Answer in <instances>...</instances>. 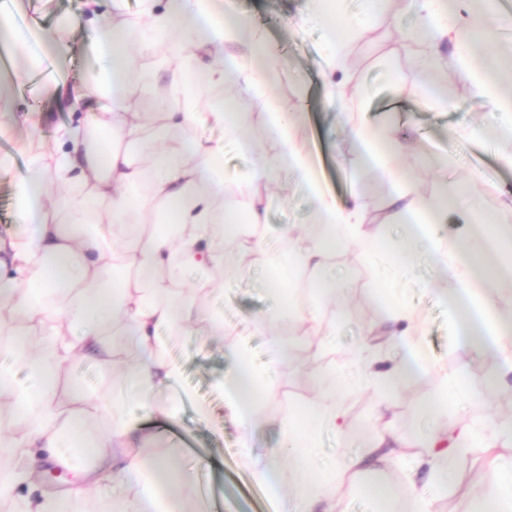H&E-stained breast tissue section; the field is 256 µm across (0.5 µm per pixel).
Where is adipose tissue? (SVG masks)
<instances>
[{
    "label": "adipose tissue",
    "mask_w": 512,
    "mask_h": 512,
    "mask_svg": "<svg viewBox=\"0 0 512 512\" xmlns=\"http://www.w3.org/2000/svg\"><path fill=\"white\" fill-rule=\"evenodd\" d=\"M87 26L92 47L107 56L102 81L112 96L110 111L94 117L96 127L121 132L131 143L140 140L150 118L130 111L123 85L133 67L131 34L120 24L102 22L87 0ZM419 23L409 37L425 54L423 69L440 61L442 44H450L460 64L459 77L472 97L488 102L504 120L498 127L512 138V48L478 49L477 35L493 34L503 21L495 0H483L479 12L464 9L465 0H405ZM147 23L140 36L141 50L166 42L180 61L179 80L194 84L196 94L232 82L237 95L263 101L268 109V131L281 149L272 156L255 152L241 134L235 101H222L198 111L186 104L166 113L173 127L216 126L225 141L235 142L253 157V170L237 182L250 197L249 223L264 222L259 190L261 179L286 175L288 186L307 194L324 231L309 239L292 229L284 231L289 264L323 272L336 248L350 244L367 255H384L393 279L409 276L411 256L422 254L459 283L458 294L467 306L469 324L459 331L462 362L448 374L444 387L421 404L431 422L426 439L408 438L390 446L386 442L363 447L360 454L336 464L333 473L318 472L313 464L316 435L322 426L342 429L340 399L346 392L368 385L378 392L395 389L412 365L420 363V346L413 339L415 314L392 289L379 288L377 299L387 302L389 329L371 328L355 355V370L325 368L333 379L329 402L310 403L302 416L288 415L277 424L279 444L267 446L257 424L262 403L277 396L275 385L260 372L249 352L239 346L224 356L229 369L216 389L241 428L239 456L255 481L279 503V512H347L333 485L359 475L373 461L388 465L413 449V467L405 475L403 495L408 512H431L430 500L417 483L419 467H429L440 487L462 484L463 474L448 473L445 464L459 449L478 451L499 471L497 484L475 494L470 512H512V429L498 427L484 433L467 423L448 427L442 416L449 408L477 400L479 386L471 382L467 363L474 356H490L495 367L487 382L498 385L512 379V315H504L493 301V282L512 276V197L500 210H476V247L452 246L439 234L448 207L461 204L455 190L441 201L424 202L416 196L409 177L399 169L402 145L387 135L353 130L352 136L373 167L391 181L388 216L371 215L359 200L339 202L318 180L310 153L298 142L288 106L272 93L275 67L250 22L232 9L231 0H148ZM327 32L330 69L338 77L339 91L349 83V35L337 31L324 10L313 15ZM229 42L244 46L250 59L242 65L224 52ZM87 128L78 124L59 131L50 152L33 156L18 187L21 236L0 249V322H13L1 345L11 352L12 364H0V409L10 420L0 419V447L10 454L0 462V497L14 496L23 475L37 463L36 449H47L64 467L78 466L90 485L112 487L116 512H187L177 491L180 473L164 458H148L138 450L131 415L121 396L104 402L78 389L60 391V376L77 358L111 365L112 351L103 338L111 320H118L120 335L130 337L137 355L129 369L143 408L156 410L154 395L175 386L178 367L162 354L156 342L160 329L197 330L202 336H220L224 322L205 321L202 314L180 298L173 283L155 279L160 270L203 271L224 267V243L235 239L236 224L216 204L224 193L228 175L221 168L223 144L197 138L180 150L157 152L148 164L134 163L128 152L104 143L86 144ZM63 183L84 190L83 200L63 204L49 201L44 191L47 172ZM162 211L175 234L148 231L146 225L127 220L130 211ZM66 213L58 221L57 213ZM400 223L407 237L379 249L377 231ZM44 342L34 352L33 337ZM26 364L32 382L18 388L13 363ZM292 467H284V459Z\"/></svg>",
    "instance_id": "1"
}]
</instances>
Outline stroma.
<instances>
[{
    "label": "stroma",
    "instance_id": "1",
    "mask_svg": "<svg viewBox=\"0 0 512 512\" xmlns=\"http://www.w3.org/2000/svg\"><path fill=\"white\" fill-rule=\"evenodd\" d=\"M238 10L256 23L268 43L278 68L275 95L288 102L294 111L295 133L314 152L326 190L338 200L358 194L372 212L386 206L389 186L373 167L360 161L351 137L353 126L371 125L403 140L406 148L398 164L409 175L414 188L424 199L441 196L445 184L459 182L474 189L481 208L498 209L503 195H512V138L494 134L498 116L490 109H472L458 78V62L452 52H445L439 70L424 74L417 66L419 51L407 33L418 23L401 0H386L385 10L373 12L369 0H343L335 15L337 25L353 19L365 22V31L349 48L355 69L351 73L356 96L351 108L342 109L327 98L325 32L305 18L316 7L315 0H236ZM12 14L38 19L40 25L55 32L60 51L51 53L57 74L54 80L16 88L12 109L0 112V126L11 134L0 137V160L8 167L0 171V238H8L20 229L17 215V184L26 174L27 157L19 147L24 142L51 144L59 127L76 123L80 115L70 110L66 96L57 95V85L68 93L75 91L89 100L99 98L100 68L88 46L84 0H13ZM173 62L167 61L160 46L139 57L137 73L146 82L130 103L135 111L150 114L141 142L128 145L134 161L145 160L157 147L176 148L180 142L205 137L222 142L220 128L167 127L166 110L183 105L175 95ZM455 99L457 110L432 106L430 94ZM241 114V130L256 147L275 154L279 146L267 135V110L258 100L241 97L236 102ZM479 126L485 133L479 138L463 136V129ZM224 167L230 177L219 204L225 211L244 213L248 201L237 191L234 177L251 170L250 155L225 145ZM317 222L314 208L306 195H288L279 185H271L268 194L264 243L270 262L284 260L283 229L302 225L306 235H313ZM336 275V296L322 302L321 323L308 331L296 316L287 315L291 303L312 302V294H295L272 300L262 291L259 272H246L235 261H228L223 273L211 277L212 285L199 287L200 275L186 271L182 276V297L200 311L221 316L226 332L203 337L192 332H161L160 344L181 368L178 391L182 393L180 415L169 421L147 414L137 400H130L129 410L137 419L135 432L146 437L143 450L148 457L175 458L183 475L181 493L190 512H220L228 504L229 512H269L267 499L258 497L257 482L237 454L240 430L230 418L224 400L214 390L215 382L228 369L225 350L233 344L249 348L257 362L270 358L275 341H288L291 353L275 365L278 396L262 404L261 417L267 425L269 445L278 438L275 421L289 415L300 405L324 401L328 384L320 373L322 367L347 369L355 350L364 340L368 327L384 324L386 308L373 298L381 287L385 270L360 247L337 249L331 264ZM457 281L433 268L422 258H414L412 277L401 283L400 290L416 315V339L428 375L407 376L401 381L397 396L384 400L373 390L347 393L341 403L346 428L338 432L322 429L316 437V462L332 469L336 462L358 453L360 446L381 436L408 437L426 432L427 423L419 408L423 400L436 393L459 363L461 352L456 336L454 314L438 304L435 293H455ZM263 322V330L242 336L244 326ZM491 359L476 357L469 365L471 379L481 384L479 399L463 414H449V423L460 419L474 422L495 416L512 419V382L484 386L491 370ZM66 382L82 385L89 396L106 398L121 392L111 369L87 359L73 361L62 373ZM208 416H201L200 408ZM223 422V433H215V422ZM454 469L469 475L471 482L449 492L430 490L432 512H462L470 485L491 486L497 472L467 454H457ZM73 473L56 466L48 456H40L36 471L26 487L27 493L54 494L72 487ZM207 481L218 485L222 496L199 500L197 492Z\"/></svg>",
    "mask_w": 512,
    "mask_h": 512
}]
</instances>
